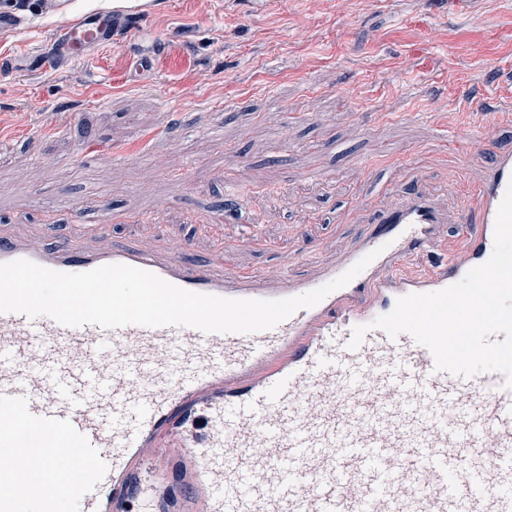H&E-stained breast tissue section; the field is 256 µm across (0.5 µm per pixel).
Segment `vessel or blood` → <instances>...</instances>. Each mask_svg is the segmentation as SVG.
<instances>
[{"instance_id": "b4317fda", "label": "vessel or blood", "mask_w": 512, "mask_h": 512, "mask_svg": "<svg viewBox=\"0 0 512 512\" xmlns=\"http://www.w3.org/2000/svg\"><path fill=\"white\" fill-rule=\"evenodd\" d=\"M125 0L63 29L44 67L111 44ZM512 151H494L462 259L419 276L448 217L416 190L340 260L298 278L230 275L179 251L139 246L47 248L0 233V263L25 259L81 273L147 270L229 299L281 300L366 267L317 305L250 334L181 326L65 327L0 313V512H512V387L504 374L435 368L410 334L373 322L399 298L445 289L485 263ZM367 332L349 348L355 327ZM176 448L186 490L173 494ZM40 463L38 491L27 473ZM79 473L70 497L59 489Z\"/></svg>"}]
</instances>
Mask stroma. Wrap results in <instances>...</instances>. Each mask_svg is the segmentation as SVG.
<instances>
[{
  "label": "stroma",
  "instance_id": "obj_1",
  "mask_svg": "<svg viewBox=\"0 0 512 512\" xmlns=\"http://www.w3.org/2000/svg\"><path fill=\"white\" fill-rule=\"evenodd\" d=\"M6 2L31 28L0 37V227L40 246L99 224L87 247L305 276L421 184L450 217L421 274L463 257L455 218L512 150L506 0H132V31L50 72L29 58L113 0Z\"/></svg>",
  "mask_w": 512,
  "mask_h": 512
}]
</instances>
